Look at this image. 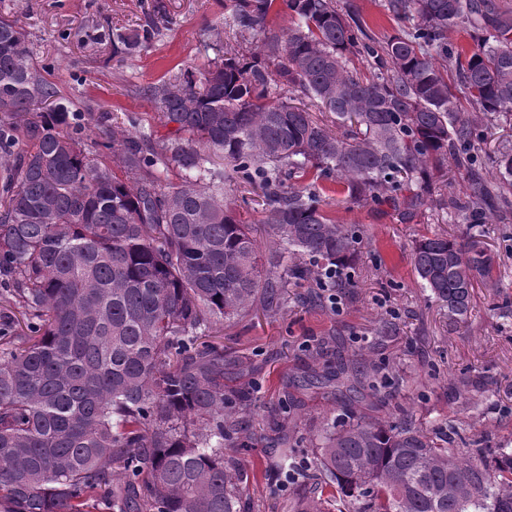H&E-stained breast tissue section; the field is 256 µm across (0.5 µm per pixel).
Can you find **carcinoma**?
Wrapping results in <instances>:
<instances>
[{"instance_id":"obj_1","label":"carcinoma","mask_w":512,"mask_h":512,"mask_svg":"<svg viewBox=\"0 0 512 512\" xmlns=\"http://www.w3.org/2000/svg\"><path fill=\"white\" fill-rule=\"evenodd\" d=\"M388 10L414 24L379 42L337 0H224V27L264 38L248 55L225 46L199 79L186 68L151 87L173 125L159 151L115 128L86 144L19 20L0 15V512H243L239 456L255 447L257 418L277 441L278 474L303 485L293 512H512V448L465 451L454 424L425 431L399 406L371 417L388 378L359 348L344 357L324 341L302 370L300 386L342 410L324 417L309 466L288 426L301 418L293 395L264 414L250 390L224 385L238 363L224 322L257 303L280 314L290 288L338 303L356 287L362 232L329 215L328 182L407 222L463 218L464 241L433 233L412 246L421 287L449 319L467 317L490 274L484 225L512 202L488 180L485 131L455 91L512 116V10ZM281 12L296 27L265 35ZM461 24L479 32L467 57L448 51ZM151 38L114 33L113 54ZM352 56L372 78L349 69ZM450 158L468 191L447 199ZM495 163L512 186V150ZM237 180L261 193L265 248L224 201Z\"/></svg>"}]
</instances>
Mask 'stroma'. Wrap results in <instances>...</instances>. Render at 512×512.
Here are the masks:
<instances>
[{"label":"stroma","mask_w":512,"mask_h":512,"mask_svg":"<svg viewBox=\"0 0 512 512\" xmlns=\"http://www.w3.org/2000/svg\"><path fill=\"white\" fill-rule=\"evenodd\" d=\"M376 40L394 35L399 21L387 0H338ZM173 18L140 53L112 54V34L142 31L158 14ZM0 14L24 26L33 59L64 98L87 142L106 140L113 125L149 136L161 147L167 133L150 86L189 66L204 71L217 42H228L221 0H0ZM328 211L360 225L365 243L356 262L355 299L338 305L304 303L288 291V306L276 317L262 309L225 323L224 344L243 363L226 373L232 387L258 385L260 403L278 406L322 339L367 349L393 382L396 404L414 422L434 429L453 421L465 440L487 439L512 448V239L501 223L488 225L485 247L495 256L490 280L474 290L465 321L423 292L411 262L415 237L442 231L462 238L464 224L430 212L402 222L389 208L352 207L334 196ZM466 377L468 392L454 383ZM271 454L257 446L242 459V488L249 512H288L289 484L270 469Z\"/></svg>","instance_id":"1"}]
</instances>
